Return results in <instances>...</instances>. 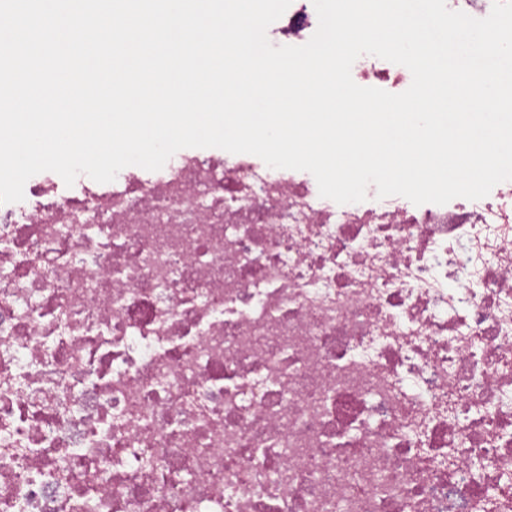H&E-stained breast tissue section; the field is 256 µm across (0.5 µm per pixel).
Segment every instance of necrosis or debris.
Returning a JSON list of instances; mask_svg holds the SVG:
<instances>
[{"instance_id": "4bbe7bcc", "label": "necrosis or debris", "mask_w": 512, "mask_h": 512, "mask_svg": "<svg viewBox=\"0 0 512 512\" xmlns=\"http://www.w3.org/2000/svg\"><path fill=\"white\" fill-rule=\"evenodd\" d=\"M318 27L292 0L267 30ZM0 512H512V181L321 197L184 148L0 204Z\"/></svg>"}]
</instances>
